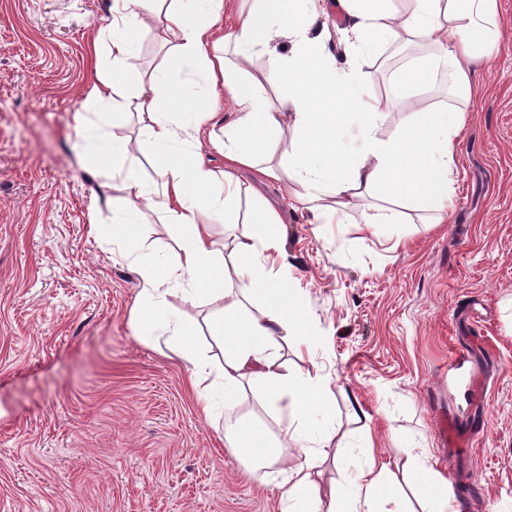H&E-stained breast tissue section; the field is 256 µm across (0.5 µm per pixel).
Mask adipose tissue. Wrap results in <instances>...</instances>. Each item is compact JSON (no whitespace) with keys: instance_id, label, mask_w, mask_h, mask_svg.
Segmentation results:
<instances>
[{"instance_id":"adipose-tissue-1","label":"adipose tissue","mask_w":512,"mask_h":512,"mask_svg":"<svg viewBox=\"0 0 512 512\" xmlns=\"http://www.w3.org/2000/svg\"><path fill=\"white\" fill-rule=\"evenodd\" d=\"M228 12L236 23L216 35ZM109 13L108 30L95 38L106 54L84 100L81 156L109 171L119 194L110 233L140 277L135 328L190 365L203 413L223 409L224 445L250 473H285L281 512H406L387 468L362 454L372 438L347 450L365 459L347 498L313 465L335 408L318 371L288 369L284 345L316 346L311 314L293 281L274 271L283 236L275 205L258 200L249 215L261 236L240 233L239 172L289 185L315 224L346 223L369 190L446 223L456 142L475 101L470 75L503 35L496 0H403L399 9L393 0H110ZM143 28L164 49L165 68L142 66ZM418 44L429 54L403 65L394 84L426 87L443 74L453 103L423 107L408 98L405 117L385 133L393 102L376 94L361 63ZM172 69L187 78L172 79ZM219 100L230 117L223 125L209 110ZM210 150L223 154V171L211 167ZM144 161L158 182L141 178ZM148 211L177 229L174 243L144 238ZM218 222L236 240L232 257L215 241ZM201 301L219 306L212 334L224 363L216 369L183 315L184 305ZM413 463L425 512H448L447 478L431 456Z\"/></svg>"}]
</instances>
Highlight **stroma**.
<instances>
[{
  "instance_id": "35a3bbf8",
  "label": "stroma",
  "mask_w": 512,
  "mask_h": 512,
  "mask_svg": "<svg viewBox=\"0 0 512 512\" xmlns=\"http://www.w3.org/2000/svg\"><path fill=\"white\" fill-rule=\"evenodd\" d=\"M506 35L471 77L448 221L397 207L385 250L362 222L325 227L277 183L284 263L318 325L314 356L336 397V431L371 435L418 499L402 446L448 468L442 421L468 417L480 372L488 423L457 470L476 485L459 512H512V0ZM108 0H0V512H280L282 477L259 483L201 414L189 367L131 323L140 279L95 232L113 192L82 164L81 114L96 82L92 33ZM473 365L454 364L459 346Z\"/></svg>"
}]
</instances>
